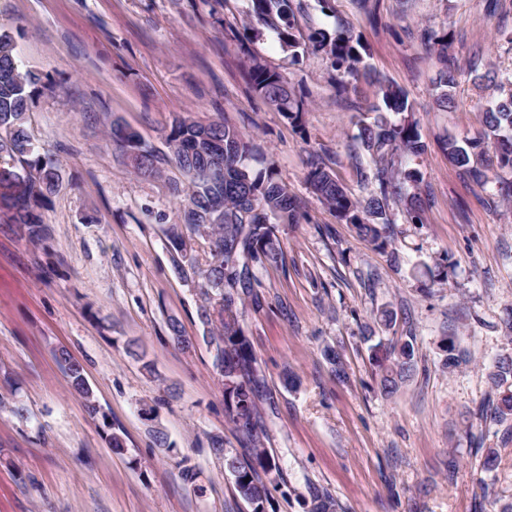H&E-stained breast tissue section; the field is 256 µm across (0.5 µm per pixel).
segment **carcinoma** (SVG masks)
<instances>
[{
  "label": "carcinoma",
  "instance_id": "1",
  "mask_svg": "<svg viewBox=\"0 0 512 512\" xmlns=\"http://www.w3.org/2000/svg\"><path fill=\"white\" fill-rule=\"evenodd\" d=\"M250 24L256 35L268 30L281 49L295 61L305 54H324L336 70V95L357 112L374 113L370 122H356V139L371 158L366 167L356 162L357 182L373 186L372 193L358 199L339 180L335 172L317 160L309 163L307 181L312 192L332 210L337 220L351 224L357 233L379 248H385L394 235L395 219L388 202L403 203L405 217L420 222L423 199L418 192L421 174L415 168H401L396 161L414 160L427 152L419 122L413 118V105L407 92L364 64L370 54L361 36L343 24L332 31L313 29L296 34L294 0H250ZM429 47L448 48L450 32L433 29L422 33ZM247 78L265 102L298 126L303 102L285 78L260 62L253 63ZM452 72L440 73L437 104L455 105L450 88ZM46 87L31 70H21L14 56L11 33L0 29V209L12 212L14 223L23 225L29 235L40 238L47 233L40 208L59 185L61 171L51 160L38 154L28 135L27 113L36 92ZM374 89L378 102L364 109L359 99ZM497 96L481 111L480 130L461 141L446 138L441 147L461 173L475 185H494L495 195L512 199V73L495 83ZM110 134L119 137L116 145L137 151L136 172L159 174L157 156L139 134L121 124L111 125ZM170 160L187 177L188 186L170 183L171 193L187 197L183 223L169 229V240L178 252L186 251L184 231L202 232L209 241L210 260L202 270L208 304L200 308L201 322L213 328V367L224 386V406L228 422L245 441V455L224 454V467L234 477L238 495L263 512L268 487L258 469L271 470L276 464L268 456L258 436L261 415L258 407L260 383L256 358L244 323V300L252 299L257 282L255 270L282 259L277 225L296 224L302 212L301 200L291 193L272 166L255 168L248 164L251 146L244 134L225 122L202 125L188 116L173 119L166 136ZM446 352L444 366L460 365L462 355L452 338L442 341ZM379 376L381 392L395 394L416 370L414 345L398 339L369 347ZM72 390L84 400L88 414L99 413L86 383L82 365L61 349L56 353ZM491 384L500 390L492 415L500 424L512 422V355L499 356L488 371Z\"/></svg>",
  "mask_w": 512,
  "mask_h": 512
}]
</instances>
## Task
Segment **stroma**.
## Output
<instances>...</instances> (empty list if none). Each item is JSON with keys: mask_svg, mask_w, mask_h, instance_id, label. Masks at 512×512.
I'll use <instances>...</instances> for the list:
<instances>
[{"mask_svg": "<svg viewBox=\"0 0 512 512\" xmlns=\"http://www.w3.org/2000/svg\"><path fill=\"white\" fill-rule=\"evenodd\" d=\"M303 0L300 31L350 25L370 64L404 88L429 148L414 161L429 203L417 224L398 220L386 249L338 223L307 183L311 157L354 197L363 159L353 114L336 100L326 57L293 61L271 33L246 37L249 0H0V28L21 69L45 85L27 129L62 179L42 209L49 232L30 238L0 211V512H253L224 468L242 445L227 423L224 387L199 318L207 242L191 256L170 245L183 200L165 138L175 116L223 120L253 145L252 166L273 165L302 202L283 224V261L257 269L260 307L245 334L262 375L263 440L276 470L260 472L264 512H312L321 496L338 512H499L512 503V443L481 414L497 392L493 360L512 352V204L464 181L440 147L479 127L476 97L492 72L512 70V0ZM450 27L447 53L419 32ZM258 60L281 73L308 110L294 126L247 84ZM455 73L457 107L439 109L436 79ZM135 130L161 173L137 174L107 134ZM444 265L430 284L413 268ZM394 313L387 331L375 315ZM178 324L192 342L170 340ZM413 338L417 370L381 393L368 337ZM453 337L464 361L444 368ZM341 352L336 380L324 355ZM78 360L100 407L90 417L55 358ZM294 385H285L286 376ZM23 415H15V408ZM127 447L114 453L113 429ZM168 437L158 447L155 430ZM224 440L215 452L213 437ZM498 448L495 471L480 451Z\"/></svg>", "mask_w": 512, "mask_h": 512, "instance_id": "stroma-1", "label": "stroma"}]
</instances>
